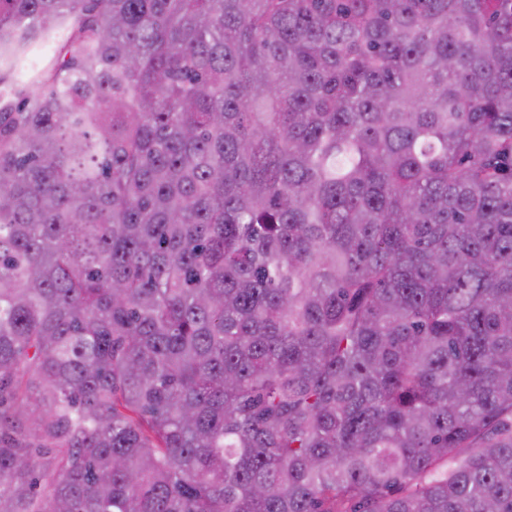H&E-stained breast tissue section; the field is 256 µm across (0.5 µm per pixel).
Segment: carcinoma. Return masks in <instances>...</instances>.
Returning a JSON list of instances; mask_svg holds the SVG:
<instances>
[{
	"mask_svg": "<svg viewBox=\"0 0 512 512\" xmlns=\"http://www.w3.org/2000/svg\"><path fill=\"white\" fill-rule=\"evenodd\" d=\"M0 512H512V0H0Z\"/></svg>",
	"mask_w": 512,
	"mask_h": 512,
	"instance_id": "obj_1",
	"label": "carcinoma"
}]
</instances>
